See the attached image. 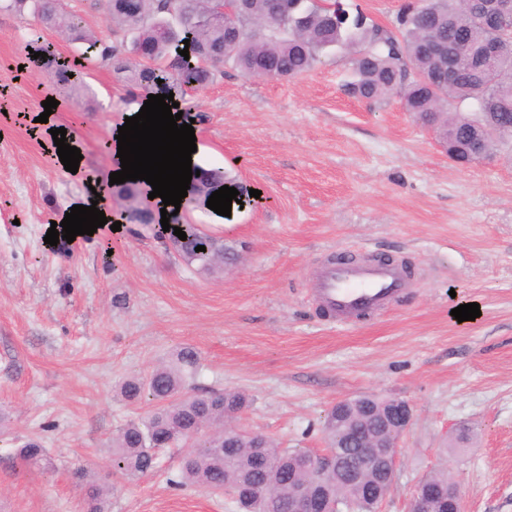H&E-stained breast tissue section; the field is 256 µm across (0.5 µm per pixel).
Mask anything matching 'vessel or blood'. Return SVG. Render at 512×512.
<instances>
[{"instance_id":"vessel-or-blood-1","label":"vessel or blood","mask_w":512,"mask_h":512,"mask_svg":"<svg viewBox=\"0 0 512 512\" xmlns=\"http://www.w3.org/2000/svg\"><path fill=\"white\" fill-rule=\"evenodd\" d=\"M405 279L389 263L327 261L316 283L315 300L329 320H352L385 308L402 291Z\"/></svg>"}]
</instances>
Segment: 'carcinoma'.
<instances>
[{"label":"carcinoma","instance_id":"1","mask_svg":"<svg viewBox=\"0 0 512 512\" xmlns=\"http://www.w3.org/2000/svg\"><path fill=\"white\" fill-rule=\"evenodd\" d=\"M512 0H408L396 15L395 27L385 28L360 7L351 13L340 0H294L295 7L282 26L272 14L273 0H248L237 27L227 28L212 18L207 0H140L138 9L123 12L120 0L106 8L111 23L124 32L120 46L98 39L74 16L60 10V0H9L19 15L35 14L43 26L68 41L95 49L98 60L130 87V102L141 93L159 90L179 100L189 90L210 84L220 67L231 64L245 75L264 78L270 71L278 80H290L309 70L333 51L351 57L348 92L362 100L387 101L400 97L406 111L436 128L448 144V157L458 163L474 159L470 143L480 127L512 126V8L505 23L490 18ZM189 44H184V40ZM188 49L189 59L179 54ZM47 53L44 68L56 90L80 93L84 86L71 78L76 69ZM191 196L185 206L205 207L212 192L232 182L222 168L197 167ZM145 183L116 184L111 194L122 202V219L148 224L142 207ZM186 240L174 245L181 258L204 272L224 271V261L237 257L236 246L205 232L198 224L185 225ZM199 245L206 251L197 252ZM200 367L198 352L189 346L145 377L126 379L121 386L129 401L146 397L154 402L149 415L120 427L110 440L108 457L119 477L146 475L158 466L165 448H185L175 475L178 486L196 487L229 496L240 512H288L296 481L307 478L299 470L304 449L281 447L262 434L239 429L224 433L249 398L233 389L191 393ZM324 442L337 448L343 468L358 456L357 448L339 447L336 412L322 425ZM27 464L42 461L44 450L29 442L19 451ZM431 490L448 492V468L431 471ZM84 484V512H108L114 488L80 473ZM259 487L244 497L240 488ZM325 500L357 503L361 490L344 480L325 486Z\"/></svg>","mask_w":512,"mask_h":512}]
</instances>
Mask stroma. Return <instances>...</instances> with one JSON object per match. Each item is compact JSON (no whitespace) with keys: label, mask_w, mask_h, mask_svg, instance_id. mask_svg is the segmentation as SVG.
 <instances>
[{"label":"stroma","mask_w":512,"mask_h":512,"mask_svg":"<svg viewBox=\"0 0 512 512\" xmlns=\"http://www.w3.org/2000/svg\"><path fill=\"white\" fill-rule=\"evenodd\" d=\"M102 40L123 39L99 0H62ZM78 62L89 100L52 92L32 49ZM348 56H324L288 82L232 67L179 104L194 119L202 164L221 167L256 206L187 210L241 246L232 272L187 266L138 224L45 244L53 217L107 176L102 149L135 112L127 89L85 46L0 0V512H82L79 469L118 483L110 512H237L230 499L172 485L178 449L157 471L115 480L114 430L145 417L123 380L176 347H195L201 388L251 400L239 423L288 448H323L336 401L399 397L415 412L400 440L399 479L384 512H405L411 482L447 465L464 512H512V144L491 159H448L399 100L351 97ZM59 103L37 124L48 96ZM70 129L84 175L51 152ZM345 252L407 263L411 286L388 310L343 325L311 299L320 264ZM479 303L460 322L452 309ZM38 440L44 459L18 451Z\"/></svg>","instance_id":"stroma-1"}]
</instances>
